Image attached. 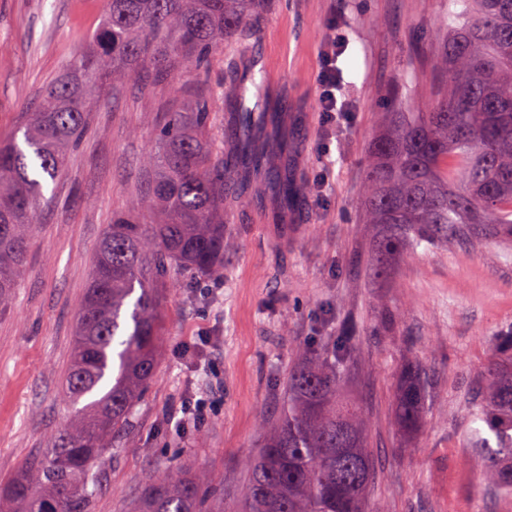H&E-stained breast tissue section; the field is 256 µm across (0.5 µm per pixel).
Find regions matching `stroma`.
Returning <instances> with one entry per match:
<instances>
[{"instance_id":"35a3bbf8","label":"stroma","mask_w":512,"mask_h":512,"mask_svg":"<svg viewBox=\"0 0 512 512\" xmlns=\"http://www.w3.org/2000/svg\"><path fill=\"white\" fill-rule=\"evenodd\" d=\"M106 5L0 0V141L21 139L27 106L83 47ZM447 7L448 0H269L241 33L238 54L213 56L209 84L217 90L254 66L296 133L292 170L308 192L279 220L270 199L239 195L224 212L231 253L223 278L169 290L157 380L114 443L93 512H134L146 480L177 464L219 489L217 512H237L247 485L242 463L261 443L256 416L276 410L296 345L323 349L348 322L360 358L345 390L367 413L377 457L369 512H512V498L480 484L469 419L492 342L512 328V254L490 241L422 246L389 277L375 278L380 229L359 219L364 159L394 96L410 90L423 103L437 89L430 22ZM331 20L348 40L337 60V98L352 117L337 126L324 124L315 90ZM182 98L181 83L149 88L139 78L104 94L64 174L43 186L24 277L0 310V482L69 417L60 395L97 242L135 193L139 160L164 112ZM396 312L401 320L390 323ZM204 333L205 355L182 357ZM411 357L433 374L434 401L408 432L392 402ZM201 393L214 400L208 420L176 431L182 404Z\"/></svg>"}]
</instances>
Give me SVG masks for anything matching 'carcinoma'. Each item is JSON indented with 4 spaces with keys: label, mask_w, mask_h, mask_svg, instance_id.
<instances>
[{
    "label": "carcinoma",
    "mask_w": 512,
    "mask_h": 512,
    "mask_svg": "<svg viewBox=\"0 0 512 512\" xmlns=\"http://www.w3.org/2000/svg\"><path fill=\"white\" fill-rule=\"evenodd\" d=\"M434 66L444 93L424 108L396 98L365 160L364 223L382 225L376 266L385 273L408 250L451 240L512 242V0H448ZM264 0H108L97 29L27 112L24 146L0 143V308L25 272L40 223L34 199L55 180L88 130L105 87L150 68L158 81L193 74L188 108L164 114L157 146L142 159L139 195L112 216L96 247L77 316L63 403L71 413L48 448L0 487V512H92L113 439L156 378L163 289L174 277L224 274L227 186L271 196L284 212L305 190L288 170L292 142L244 80L224 84L231 152L209 148L214 92L202 87L216 51L231 49ZM355 327L321 351L297 345L278 415L261 413L265 443L247 458L241 512H366L376 462L364 411L343 397L358 363ZM433 393L429 370L413 361L395 388L394 412L419 427ZM482 480L512 496V330L495 339L485 396L473 408ZM218 496L197 473L169 469L143 488L138 512H209Z\"/></svg>",
    "instance_id": "1"
}]
</instances>
